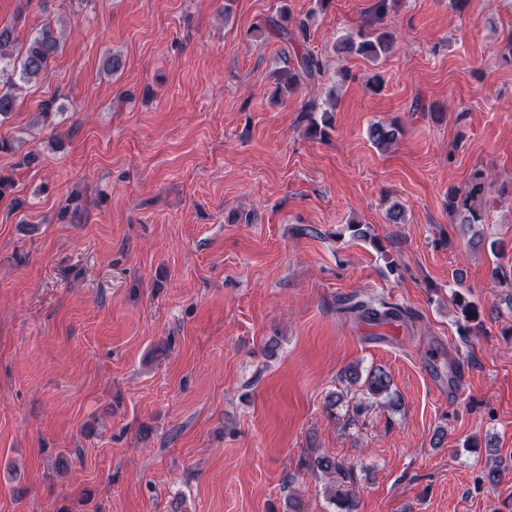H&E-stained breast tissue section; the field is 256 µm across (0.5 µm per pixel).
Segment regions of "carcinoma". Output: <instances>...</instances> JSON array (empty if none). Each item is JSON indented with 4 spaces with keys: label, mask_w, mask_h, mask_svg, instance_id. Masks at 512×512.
Returning a JSON list of instances; mask_svg holds the SVG:
<instances>
[{
    "label": "carcinoma",
    "mask_w": 512,
    "mask_h": 512,
    "mask_svg": "<svg viewBox=\"0 0 512 512\" xmlns=\"http://www.w3.org/2000/svg\"><path fill=\"white\" fill-rule=\"evenodd\" d=\"M396 0H375L373 5L374 22L361 27L355 35L340 41L336 52L341 55H357L375 62L386 55L392 48L394 32L379 28L376 23L383 20L392 9ZM253 31L270 35L284 41H292L299 50L294 52V65H288L280 72L279 80L283 82L286 92H295L303 85H314L323 80L325 69L321 59L306 48L308 40L307 25L303 21L289 23L288 10L280 15L258 19ZM18 36L16 30L8 25L0 27V123L11 118L19 104V94L24 86L37 81L58 56L61 49L60 33L51 23H44L36 30L25 44V49L17 50ZM400 128L394 124L375 123L369 128L372 142L381 147L393 143ZM493 188V182L478 175L464 189L448 194V210L456 216L460 224L483 223L482 208L478 205L485 194ZM358 309L362 314L393 316L404 314L401 309L381 303L377 306L361 303ZM346 377L349 383L362 387L368 395L380 396L388 392L391 379L388 373L376 368L362 373L357 368L350 369ZM310 469L326 474H337L341 481L330 488L333 501L341 512H353V490L348 488L350 475L345 466L336 458L322 454L304 462Z\"/></svg>",
    "instance_id": "1"
}]
</instances>
